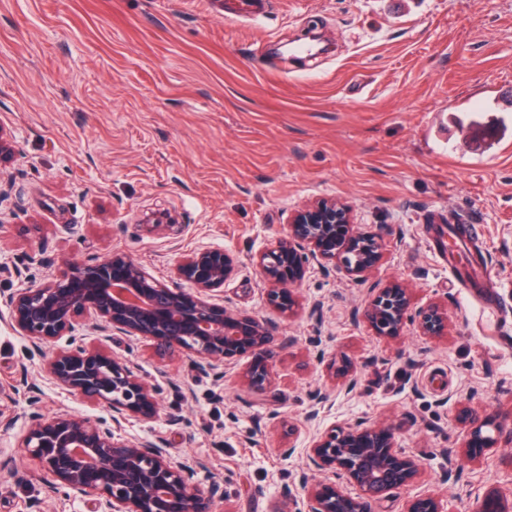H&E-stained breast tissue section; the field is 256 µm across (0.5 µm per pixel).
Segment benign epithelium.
I'll use <instances>...</instances> for the list:
<instances>
[{
	"label": "benign epithelium",
	"instance_id": "benign-epithelium-1",
	"mask_svg": "<svg viewBox=\"0 0 512 512\" xmlns=\"http://www.w3.org/2000/svg\"><path fill=\"white\" fill-rule=\"evenodd\" d=\"M382 241L360 230L352 210L337 199H319L288 215L287 231L253 257L269 285V303L283 311L298 306L294 286L305 276L309 260L332 262L347 274L365 279L382 262ZM237 258L218 248L187 253L165 284L124 254L92 263L73 262L38 283L26 276L4 296L13 329L40 349L62 336L68 347L55 351L46 365L61 387L112 412L91 420L76 413L44 418L34 414L23 436L24 447L52 478L51 488L87 498L92 512H215L223 498L217 482L200 483L202 462L176 461L160 439L123 438L118 429L128 416L151 419L157 413V389L145 382L131 361L85 341L86 331L118 332L153 342L161 355L178 348L202 369L248 356L240 374L254 391L271 382L270 359L276 340L266 319L236 314L213 302V293L238 271ZM407 286L392 282L372 287L371 298L355 316L383 338L400 336L416 323L426 339L448 334V309L431 302L412 311ZM342 386L357 383L351 363L334 370ZM499 426L492 419L469 417L463 455L476 461L498 445ZM310 470H331L343 483L310 482L302 474L307 512H372V505L412 483L422 464L397 447L394 428L386 423L331 428L306 449ZM358 489L353 496L346 486ZM405 512H441L430 496L412 499ZM477 512H512V499L489 490Z\"/></svg>",
	"mask_w": 512,
	"mask_h": 512
}]
</instances>
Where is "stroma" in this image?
<instances>
[{"mask_svg": "<svg viewBox=\"0 0 512 512\" xmlns=\"http://www.w3.org/2000/svg\"><path fill=\"white\" fill-rule=\"evenodd\" d=\"M225 0H0V127L14 137L0 167V259L91 262L123 253L169 282L180 257L221 248L240 261L218 301L277 327L272 382L257 392L147 340L113 335L159 392L151 420L130 419V439L163 440L173 457L203 462L220 481V512H304L299 475L311 438L331 426L392 423L423 466L376 512H404L435 497L442 512H473L488 488L512 495V150L492 151L488 85L512 86V0H267L256 21L224 15ZM317 28L327 52L294 63L281 47ZM479 111L467 137L484 163L463 168L442 138L454 112ZM347 203L362 231L386 247L361 281L310 262L287 315L267 301L252 258L305 202ZM162 212L174 230L149 232ZM479 224L484 283L502 302L483 309L451 272L448 228ZM411 288L415 307L447 305L449 330L430 341L407 325L373 334L355 312L373 284ZM319 306L311 314V306ZM348 359L357 385L333 379ZM48 353L0 319V512H90L49 492L21 446L32 411L108 418L102 405L59 389ZM327 394L313 412L314 393ZM491 416L498 449L470 462L459 450L462 411ZM297 453L285 457L286 425Z\"/></svg>", "mask_w": 512, "mask_h": 512, "instance_id": "1", "label": "stroma"}]
</instances>
